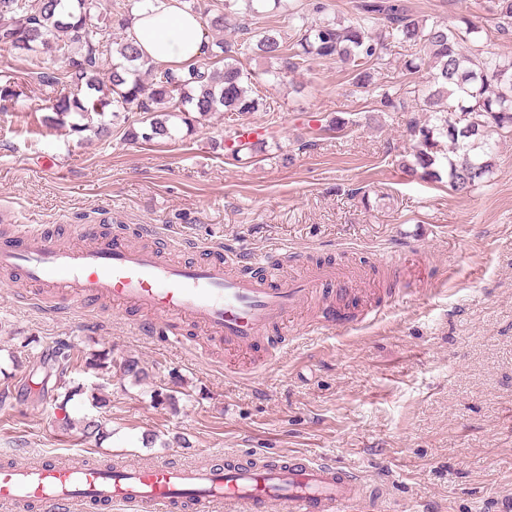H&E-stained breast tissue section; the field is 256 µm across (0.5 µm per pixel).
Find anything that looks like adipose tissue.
I'll return each mask as SVG.
<instances>
[{"label":"adipose tissue","mask_w":512,"mask_h":512,"mask_svg":"<svg viewBox=\"0 0 512 512\" xmlns=\"http://www.w3.org/2000/svg\"><path fill=\"white\" fill-rule=\"evenodd\" d=\"M130 37L141 56L157 65L187 66L204 53L200 17L180 9L176 0H145Z\"/></svg>","instance_id":"1"}]
</instances>
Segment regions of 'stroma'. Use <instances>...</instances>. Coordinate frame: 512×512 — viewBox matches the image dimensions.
<instances>
[{"label": "stroma", "instance_id": "35a3bbf8", "mask_svg": "<svg viewBox=\"0 0 512 512\" xmlns=\"http://www.w3.org/2000/svg\"><path fill=\"white\" fill-rule=\"evenodd\" d=\"M416 15L484 28L480 56L512 59L489 0H408ZM405 46L385 41L373 82L423 87L401 72ZM268 112L266 150L233 161L221 112L172 138L131 140L137 113L111 117L112 134L49 126L35 80L21 112H0V242L41 221L61 243L72 224L140 243L137 227L188 236L210 258L215 244L264 254L270 245L311 260L363 266L365 282L337 300L375 323L308 334L315 310L292 322L302 338L242 355L185 326V348L141 335L135 312L69 310L0 285V463L43 455L185 463L225 453L281 451L333 459L383 489L388 512H512V133L496 136L493 173L470 195L409 176L398 165L405 108L368 122L372 90L337 60L309 61L284 80L244 60ZM357 114L358 126L319 131ZM309 148H302V141ZM395 253L396 271L376 261ZM137 359L138 382L119 365ZM80 392L60 405L65 385ZM96 417L107 435L82 436Z\"/></svg>", "mask_w": 512, "mask_h": 512}]
</instances>
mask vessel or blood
<instances>
[{
    "instance_id": "obj_1",
    "label": "vessel or blood",
    "mask_w": 512,
    "mask_h": 512,
    "mask_svg": "<svg viewBox=\"0 0 512 512\" xmlns=\"http://www.w3.org/2000/svg\"><path fill=\"white\" fill-rule=\"evenodd\" d=\"M138 231L150 246L97 236L88 224L74 225L65 246L42 227L22 224L0 244V274L31 287L34 301L57 288L72 310L104 300L139 311L138 330L168 344L185 345L179 327L188 322L236 351L268 344L274 330L288 336V319L324 289L346 296L364 282L361 267L325 263L275 280L258 273L266 257L220 247L209 262H175L153 225ZM351 325L330 304L316 332ZM226 503L241 512H345L351 505L383 512L382 492L353 468L300 454H228L218 463L179 465L129 459L109 470L56 456L0 464V505L10 512H107L115 504L130 512H218Z\"/></svg>"
}]
</instances>
